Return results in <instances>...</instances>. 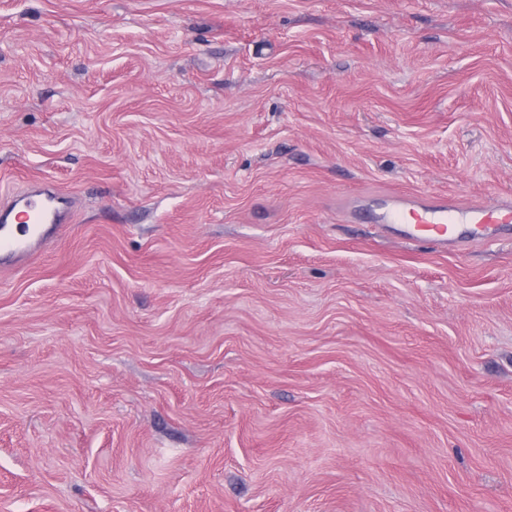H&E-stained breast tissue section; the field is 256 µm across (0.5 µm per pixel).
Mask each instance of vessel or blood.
I'll return each mask as SVG.
<instances>
[{"label":"vessel or blood","mask_w":512,"mask_h":512,"mask_svg":"<svg viewBox=\"0 0 512 512\" xmlns=\"http://www.w3.org/2000/svg\"><path fill=\"white\" fill-rule=\"evenodd\" d=\"M64 195L51 186H33L0 202V270L22 268L36 248L65 222ZM378 224H399L406 240L438 248H460L501 236L512 223V197L462 204L444 196L383 197L374 211Z\"/></svg>","instance_id":"b4317fda"}]
</instances>
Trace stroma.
<instances>
[{"mask_svg":"<svg viewBox=\"0 0 512 512\" xmlns=\"http://www.w3.org/2000/svg\"><path fill=\"white\" fill-rule=\"evenodd\" d=\"M0 512H512V0H0ZM63 199H66L64 194L53 186H33L12 193L1 202L0 270L2 273L22 268L37 254L35 250L37 246L59 233L61 224L68 222L65 219L68 209H63ZM18 208L22 209L17 211ZM19 213L28 215L31 224L15 222ZM42 224L54 225L49 230L43 231ZM376 224H404L408 241L460 248L474 240L501 236L512 223V197L462 204L445 196H384L374 211Z\"/></svg>","mask_w":512,"mask_h":512,"instance_id":"obj_1","label":"stroma"}]
</instances>
